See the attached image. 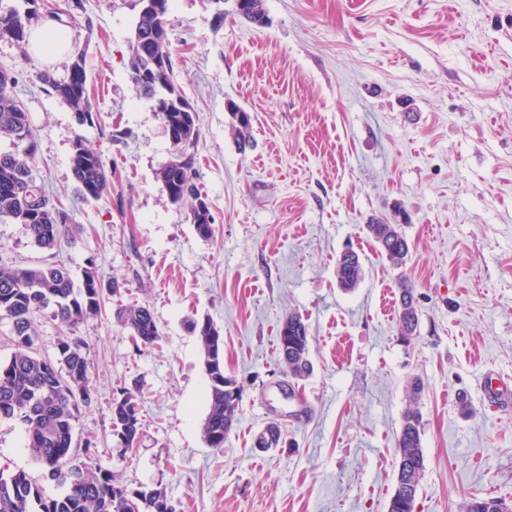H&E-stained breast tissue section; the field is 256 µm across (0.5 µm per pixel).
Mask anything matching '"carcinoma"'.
Segmentation results:
<instances>
[{"mask_svg": "<svg viewBox=\"0 0 512 512\" xmlns=\"http://www.w3.org/2000/svg\"><path fill=\"white\" fill-rule=\"evenodd\" d=\"M35 0H25L24 11L0 12V38L8 36L26 41L32 24L50 19L33 8ZM171 0H158L151 10H139L130 47V79L139 97L162 95L170 107L161 111L166 128L175 135L173 153L160 171V180L175 205L190 202L188 220L199 236L213 233L210 204L197 184L194 156L189 149L200 136L196 112H184L176 102L184 100L173 79V61L167 28ZM243 18L261 26L265 21L263 0H246ZM162 60L166 75L162 83L153 76V63ZM67 75L56 78L44 72L41 80L78 115L82 124L94 123L95 112L87 90L85 51L75 50L66 65ZM17 79L0 70V137L10 139L16 150L0 153V221L25 226L34 244L44 250L57 247L61 235L79 233L70 214L60 201L50 196L38 182L35 166L36 144L17 92ZM237 137L249 138L251 117L241 108L232 107ZM72 173L84 199L99 200L109 192L106 163L98 152L74 142ZM400 209L391 222L374 221L367 230L380 252L395 268L406 265L409 245L401 231ZM336 278L343 288H353L362 278V264L357 254L346 252L336 264ZM118 284L104 281L93 268L83 271L82 281L75 284L63 264H41L24 269L0 268V319L12 324L14 351L0 362V419H15L22 424L25 447L45 475L62 488L57 497L46 498L23 470L5 475L0 471V512H127V488L108 471L91 464V444L82 451L75 448L74 422L80 409L92 403L91 363L88 345L75 335L76 328L98 315L104 291L111 293ZM414 286L400 282L398 330L407 340L417 330L419 314L413 303ZM51 310V316L69 330L70 336L58 343L54 358L33 350L37 336L36 315ZM135 341L150 347L160 340V332L150 309L131 306L121 315ZM203 348L204 367L210 379L209 413L203 424L205 442L212 448L224 447V439L237 421L238 403L224 392V336L210 320L190 323ZM280 362L286 374L303 376L308 368V326L302 317L290 314L279 330ZM423 390L420 378L408 386L409 403L402 415L397 439L398 468L395 483L401 488L392 493L387 512H414V504L425 469L422 451L421 414L417 406ZM113 435L129 449L140 440L143 427L140 405L128 390L113 400L111 408ZM166 495V488L156 485L141 490L140 512H156V501Z\"/></svg>", "mask_w": 512, "mask_h": 512, "instance_id": "cac0c4a2", "label": "carcinoma"}]
</instances>
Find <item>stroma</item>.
I'll return each mask as SVG.
<instances>
[{"label": "stroma", "instance_id": "obj_1", "mask_svg": "<svg viewBox=\"0 0 512 512\" xmlns=\"http://www.w3.org/2000/svg\"><path fill=\"white\" fill-rule=\"evenodd\" d=\"M94 124L42 83L65 59L35 58L0 38V69L36 141L37 172L81 227L50 252L25 227L0 223V267L62 263L117 281L76 330L89 346L94 402L75 423L92 463L124 486L166 488L176 512H386L396 440L421 378L425 470L414 512H462L473 495L512 501V407L484 400L491 373L512 380V0H264L265 26L234 0H172L174 77L194 108L198 183L214 216L201 238L158 172L172 146L159 112L129 76L137 0H83ZM223 24H216V12ZM252 118L248 145L232 107ZM102 154L111 192L83 200L76 139ZM408 216L410 252L396 269L366 231ZM357 252L364 275L338 286L336 260ZM411 281L419 324L398 334L395 297ZM147 305L161 333L136 348L119 313ZM309 327L311 367L283 374L278 333L289 314ZM224 336V373L240 385L223 447L203 439L210 381L189 320ZM136 394L143 435L119 445L111 407ZM278 422L277 448L255 435ZM0 468L28 472L54 497L0 420Z\"/></svg>", "mask_w": 512, "mask_h": 512}]
</instances>
